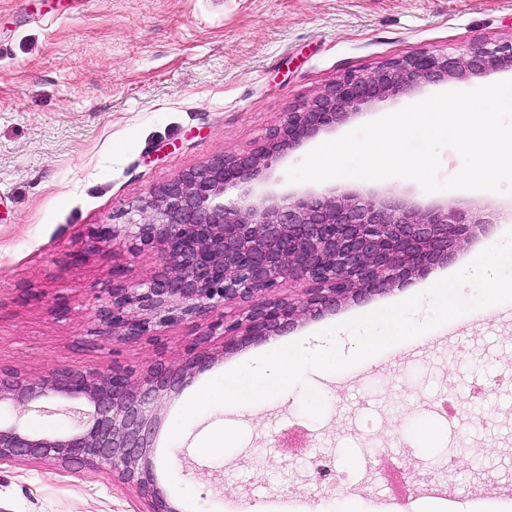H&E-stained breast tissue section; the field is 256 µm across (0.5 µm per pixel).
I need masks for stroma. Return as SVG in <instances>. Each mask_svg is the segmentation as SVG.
<instances>
[{
    "instance_id": "stroma-1",
    "label": "stroma",
    "mask_w": 512,
    "mask_h": 512,
    "mask_svg": "<svg viewBox=\"0 0 512 512\" xmlns=\"http://www.w3.org/2000/svg\"><path fill=\"white\" fill-rule=\"evenodd\" d=\"M512 41V0H0V367L41 378L56 365L140 370L179 367L204 322L183 321L138 340L105 337L98 311L112 287H136L159 267L121 239H95L96 227L122 230L152 189L220 154L259 147L291 108L347 72L369 73L422 51L459 53ZM512 80V70L426 85L378 101L319 142L440 93ZM317 141V142H318ZM329 187L366 196L397 195L420 209L456 208L487 217L448 261L408 287L341 302L300 317L285 339L324 346L322 327L393 305L430 288L502 240L512 193L425 192L410 179H332ZM457 332L427 331L371 363L326 373L307 369L284 401L216 406L178 439L169 434L181 404L226 367L249 360L252 340L188 379L164 399L156 421L157 471L166 490L195 512H246L264 502L300 508L319 502L385 503L382 460L394 462L408 494L402 512L427 489L452 501L512 500V388L497 377L512 364V307L474 310ZM457 395L453 420L438 399ZM66 399L0 408L34 434L65 435ZM424 454L409 443L421 429ZM232 441L204 450L207 436ZM332 456L344 480L316 479L314 458ZM355 458L346 471L347 458ZM138 491L74 464L0 465V512H144Z\"/></svg>"
}]
</instances>
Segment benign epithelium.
<instances>
[{
  "mask_svg": "<svg viewBox=\"0 0 512 512\" xmlns=\"http://www.w3.org/2000/svg\"><path fill=\"white\" fill-rule=\"evenodd\" d=\"M506 68L512 69V42L473 45L459 54L422 51L368 74L346 73L287 112L260 147L217 156L141 198L135 211L145 218L128 222L127 249L155 253L160 271L136 288L112 289L100 324L130 340L171 320L175 306L195 322L220 306L245 303L246 311L207 323L177 370L162 363L140 374L118 366L102 372L57 366L30 380L0 367V405L26 407L53 395L89 407L87 420L64 436L0 424V464H85L134 486L145 512H179L153 476L156 415L165 397L218 359L220 353L205 346L209 337L223 336L227 352L235 336H273L351 295L402 285L447 262L482 223L452 208L420 211L397 198L293 193L272 180L273 163L372 102ZM286 281L304 284L303 300L276 296ZM140 311L149 316L139 317Z\"/></svg>",
  "mask_w": 512,
  "mask_h": 512,
  "instance_id": "1",
  "label": "benign epithelium"
}]
</instances>
